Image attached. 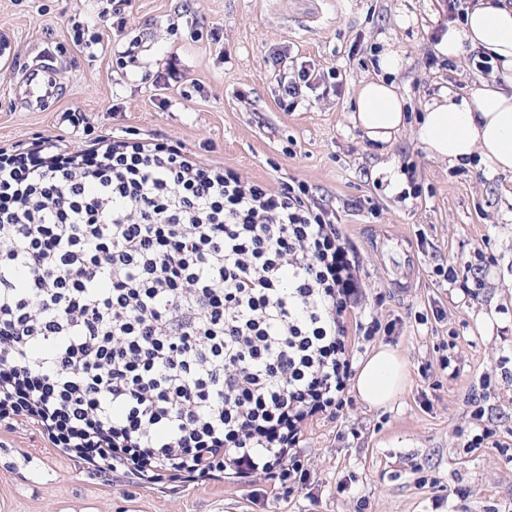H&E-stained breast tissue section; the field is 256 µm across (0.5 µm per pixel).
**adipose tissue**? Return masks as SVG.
Masks as SVG:
<instances>
[{
	"instance_id": "obj_1",
	"label": "adipose tissue",
	"mask_w": 512,
	"mask_h": 512,
	"mask_svg": "<svg viewBox=\"0 0 512 512\" xmlns=\"http://www.w3.org/2000/svg\"><path fill=\"white\" fill-rule=\"evenodd\" d=\"M485 49L499 66L492 80L482 81L458 95L440 91L423 106L417 137L432 158L452 164L473 159L512 171V9L485 6L473 9L460 30L448 32L436 46L439 55L457 53L461 42ZM383 78L362 83L351 120L375 143H390L409 122L404 95L391 76L398 57L380 61ZM405 366L392 349L373 353L361 366L354 388L371 405L392 400L405 382Z\"/></svg>"
}]
</instances>
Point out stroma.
I'll use <instances>...</instances> for the list:
<instances>
[{
    "instance_id": "stroma-1",
    "label": "stroma",
    "mask_w": 512,
    "mask_h": 512,
    "mask_svg": "<svg viewBox=\"0 0 512 512\" xmlns=\"http://www.w3.org/2000/svg\"><path fill=\"white\" fill-rule=\"evenodd\" d=\"M110 8L109 0H0V34L17 52L11 68L0 70V148L56 134L65 113L79 110L87 121L70 135L77 144L128 127L180 139L274 190L289 179L305 182L339 210L366 271L369 301L401 320L392 348L406 381L391 403L357 397L342 421L309 430L314 503L301 493L289 502L271 494L256 506L247 487L225 482L178 491L106 484L47 448L39 434L19 429L0 433V512H432L438 495L448 497L449 512L491 505L512 512V455L467 451L460 433L474 384L484 375L499 378L512 359V173L477 161L461 171L430 158L412 124L378 145L349 119L361 83L377 75L375 53L402 58L395 81L413 113L451 82L466 89L483 80L466 65V43L454 57L457 71L426 64L448 31L447 0H133L124 33L99 49L75 48L72 24ZM134 39L136 65H120L119 51ZM277 51L325 76L323 87L289 111L279 103ZM40 63L57 68L58 90L48 107L29 108L20 92ZM172 64L183 84L160 107L147 77ZM382 163L416 166L420 195L390 193L373 174ZM477 246L499 264L465 304L433 269L470 260ZM409 252L417 264L408 274ZM406 274L413 286L403 290ZM434 299L446 320L420 324ZM452 336L465 359L459 376L425 373ZM426 398L431 407L423 406ZM342 426L357 429V438L337 439ZM458 488L467 498L455 496Z\"/></svg>"
}]
</instances>
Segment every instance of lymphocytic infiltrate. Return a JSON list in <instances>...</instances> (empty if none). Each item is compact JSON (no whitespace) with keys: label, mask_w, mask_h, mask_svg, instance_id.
Wrapping results in <instances>:
<instances>
[{"label":"lymphocytic infiltrate","mask_w":512,"mask_h":512,"mask_svg":"<svg viewBox=\"0 0 512 512\" xmlns=\"http://www.w3.org/2000/svg\"><path fill=\"white\" fill-rule=\"evenodd\" d=\"M303 182L280 189L134 130L0 151V430L107 479L277 481L317 502L304 442L344 416L366 311L358 251ZM498 260L435 268L469 295Z\"/></svg>","instance_id":"lymphocytic-infiltrate-1"}]
</instances>
